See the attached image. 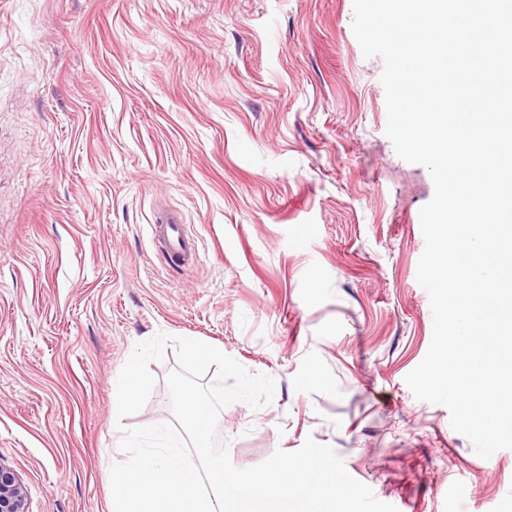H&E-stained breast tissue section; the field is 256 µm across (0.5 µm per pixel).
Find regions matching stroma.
I'll return each instance as SVG.
<instances>
[{"instance_id": "obj_1", "label": "stroma", "mask_w": 512, "mask_h": 512, "mask_svg": "<svg viewBox=\"0 0 512 512\" xmlns=\"http://www.w3.org/2000/svg\"><path fill=\"white\" fill-rule=\"evenodd\" d=\"M352 21V0H0V464L29 512H108L122 428L172 419L170 348L112 416L160 333L275 379L218 416L235 467L310 438L398 512H512V449L479 457L405 382L434 185ZM168 211L199 263L153 238Z\"/></svg>"}]
</instances>
